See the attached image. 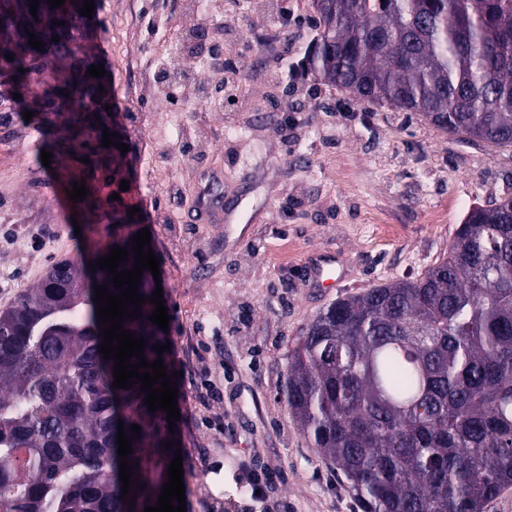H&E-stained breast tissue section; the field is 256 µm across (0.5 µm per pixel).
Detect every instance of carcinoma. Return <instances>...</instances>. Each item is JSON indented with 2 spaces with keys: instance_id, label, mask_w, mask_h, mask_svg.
<instances>
[{
  "instance_id": "cac0c4a2",
  "label": "carcinoma",
  "mask_w": 512,
  "mask_h": 512,
  "mask_svg": "<svg viewBox=\"0 0 512 512\" xmlns=\"http://www.w3.org/2000/svg\"><path fill=\"white\" fill-rule=\"evenodd\" d=\"M322 2L306 57L316 75L467 142L512 145V0H342L337 20ZM29 4L0 0V22H26L0 46V69L19 94L48 85L44 148L63 131L99 152L105 116L96 136L82 124L92 78L36 65L80 49L78 3L39 0L35 16ZM28 30L45 50L30 47ZM60 31L65 44L52 41ZM109 221L126 229L112 246L130 248L137 230L115 213ZM86 251L51 265L0 313V512H144L162 492L144 464L150 448L166 471L162 411L148 412L138 383L112 387L116 359L99 353L93 295L97 284L120 290L107 270L89 272ZM152 310L147 302L122 324L145 337L150 363L162 344ZM287 377L290 412L362 512H484L512 485V199L469 212L448 257L419 279L319 312L288 353ZM120 421L128 435L140 426L128 455L135 500L120 499Z\"/></svg>"
}]
</instances>
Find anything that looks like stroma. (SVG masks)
I'll return each instance as SVG.
<instances>
[{"label":"stroma","mask_w":512,"mask_h":512,"mask_svg":"<svg viewBox=\"0 0 512 512\" xmlns=\"http://www.w3.org/2000/svg\"><path fill=\"white\" fill-rule=\"evenodd\" d=\"M93 2L107 43L100 99L129 149L85 164L62 134L43 166L40 119L23 118L40 92L0 102V312L79 244H111L107 221L72 225L83 207L64 176L79 172L102 215L134 210L160 260L165 360L180 373V418L160 432L181 448L186 512H361L288 409V353L331 303L422 276L473 208L512 198V146L463 142L309 71L296 85L281 79L318 36L314 0H212L208 23L224 29L214 47L238 68L224 89L208 57L186 53L197 0ZM163 57L205 81L210 97L195 111L155 83ZM215 171L234 223L197 219ZM319 252L335 254L342 278L328 294L304 277ZM264 471L258 497L250 481Z\"/></svg>","instance_id":"obj_1"}]
</instances>
